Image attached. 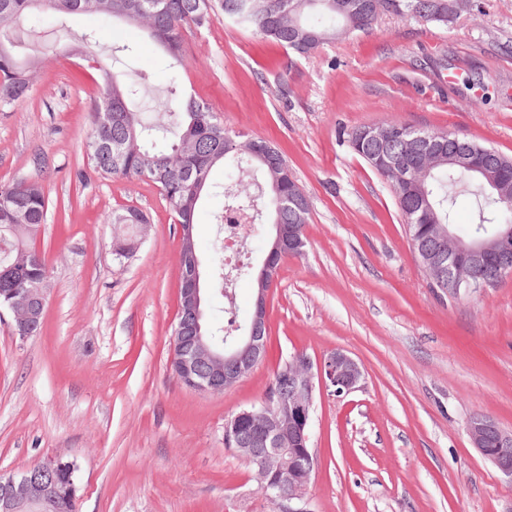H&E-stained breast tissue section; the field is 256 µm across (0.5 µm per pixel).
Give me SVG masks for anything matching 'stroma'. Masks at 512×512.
<instances>
[{
    "mask_svg": "<svg viewBox=\"0 0 512 512\" xmlns=\"http://www.w3.org/2000/svg\"><path fill=\"white\" fill-rule=\"evenodd\" d=\"M446 24L380 15L367 30L300 55L217 20L188 28L184 88L226 128L284 154L310 219L268 304V354L224 393L172 372L179 231L153 184L91 175L83 144L102 91L96 70L56 43L86 37L101 65L129 74L160 60L146 31L41 8L18 56L39 58L29 97L0 112V185L40 182L48 220L35 242L48 269L40 334L15 337L0 308V473L46 456L77 466L75 512H277L254 467L224 446V424L260 406L297 352L341 350L365 375L352 392L316 391L307 512H512V481L474 447L469 420L512 430V278L457 296L430 286L387 182L350 133L396 121L447 130L512 157V0H478ZM223 166L196 215L204 270L221 238ZM150 224L131 258L112 254L113 210ZM232 311L246 328L252 272Z\"/></svg>",
    "mask_w": 512,
    "mask_h": 512,
    "instance_id": "stroma-1",
    "label": "stroma"
}]
</instances>
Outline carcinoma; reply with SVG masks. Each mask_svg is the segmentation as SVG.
Returning <instances> with one entry per match:
<instances>
[{"instance_id":"obj_1","label":"carcinoma","mask_w":512,"mask_h":512,"mask_svg":"<svg viewBox=\"0 0 512 512\" xmlns=\"http://www.w3.org/2000/svg\"><path fill=\"white\" fill-rule=\"evenodd\" d=\"M338 0H0V112H9L31 91L32 77L38 62L21 64L3 43L10 38L21 20L42 4L61 15H84L112 18L130 27L144 29L162 48L169 66L183 65L184 33L187 27L211 25L224 18L252 28L267 39L307 54L336 36V26L362 32L377 19L374 14L358 21L349 12L336 7ZM387 12L402 18L448 23L447 0H386ZM150 67L136 70L122 79L103 65H98L102 85L103 107L93 114L92 130L85 152L93 172L102 178H125L152 181L175 214L177 223L193 224L204 193L211 187L212 169L230 162L225 174L224 211L238 217L244 211L248 230L253 232L264 214L280 216V223H297L289 202L295 198L289 169L269 168L259 159L235 150L238 135L224 128L212 108L194 96L183 97L182 81L171 79L166 94L155 109L167 116L166 131L171 142L166 150L151 146L156 126L143 118L139 100L149 79ZM388 127L405 131L390 145L391 153L403 158L407 166L418 159L409 148L410 126L388 122ZM369 127L352 131L350 144L389 184L408 229L409 241L431 234L434 224H454V206L461 195L474 199L473 237H493L504 224L512 225V204L487 191L465 172L446 162L436 164L424 183L416 186L400 180L392 169L375 164L379 146L369 139ZM257 167L264 183H245L242 164ZM49 199L37 182L0 186V289L10 282L30 286L46 280L44 259L23 266H13L20 251L36 252L34 242L46 223ZM111 223L132 226L147 224V216L137 208L112 211ZM235 318L224 326L208 330L210 343L224 347Z\"/></svg>"}]
</instances>
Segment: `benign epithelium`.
Here are the masks:
<instances>
[{"label":"benign epithelium","instance_id":"7a95c632","mask_svg":"<svg viewBox=\"0 0 512 512\" xmlns=\"http://www.w3.org/2000/svg\"><path fill=\"white\" fill-rule=\"evenodd\" d=\"M444 142L416 135L411 142L420 147L422 163L415 177L424 179L443 156L448 164L475 177L487 178L488 189L512 195V183L496 170V158L473 154L469 140L457 135ZM439 251L428 260L429 283L448 282L454 295L496 285L512 276V225L490 239L466 242L451 229L437 231ZM299 235L272 225L269 250L258 273L264 287L258 289L255 310L244 333L214 350L206 342L205 288L197 254L190 255L185 287L180 289L178 321L175 326L170 368L186 387L204 393L222 394L258 365L267 352V304L270 286L277 280V255L286 258L302 251ZM13 315L15 335L25 340L41 330L46 288H2L0 307ZM364 376L360 363L336 350L314 360L293 354L286 366L276 371L268 400L259 407L243 409L224 424V440L250 462L258 463L255 479L260 490L281 512H307L302 507L314 470L309 448L310 418L316 386L334 388L336 393L358 388ZM467 431L475 448L501 473L512 479V430L500 428L485 416L472 418ZM75 471L71 461L50 455L34 468L16 475L0 474V512H73L77 486L64 472Z\"/></svg>","mask_w":512,"mask_h":512}]
</instances>
